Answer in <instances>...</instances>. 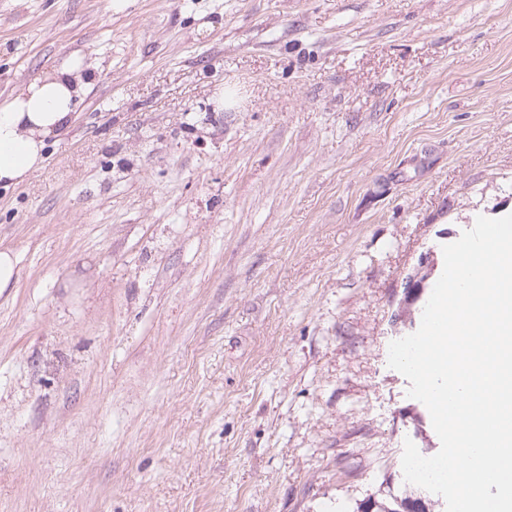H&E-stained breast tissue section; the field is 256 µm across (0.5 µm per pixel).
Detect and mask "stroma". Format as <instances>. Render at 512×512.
I'll return each instance as SVG.
<instances>
[{
	"mask_svg": "<svg viewBox=\"0 0 512 512\" xmlns=\"http://www.w3.org/2000/svg\"><path fill=\"white\" fill-rule=\"evenodd\" d=\"M74 54L0 188V512L421 494L388 347L420 255L512 214V0H0V98ZM92 68L84 56L72 57L0 103V185L23 184L44 166L46 140L71 126Z\"/></svg>",
	"mask_w": 512,
	"mask_h": 512,
	"instance_id": "obj_1",
	"label": "stroma"
}]
</instances>
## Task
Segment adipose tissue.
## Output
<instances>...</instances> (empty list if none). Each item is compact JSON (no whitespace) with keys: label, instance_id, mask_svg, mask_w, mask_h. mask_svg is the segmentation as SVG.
Here are the masks:
<instances>
[{"label":"adipose tissue","instance_id":"obj_1","mask_svg":"<svg viewBox=\"0 0 512 512\" xmlns=\"http://www.w3.org/2000/svg\"><path fill=\"white\" fill-rule=\"evenodd\" d=\"M92 68L72 57L0 102V185L23 184L44 166L46 141L71 126Z\"/></svg>","mask_w":512,"mask_h":512}]
</instances>
